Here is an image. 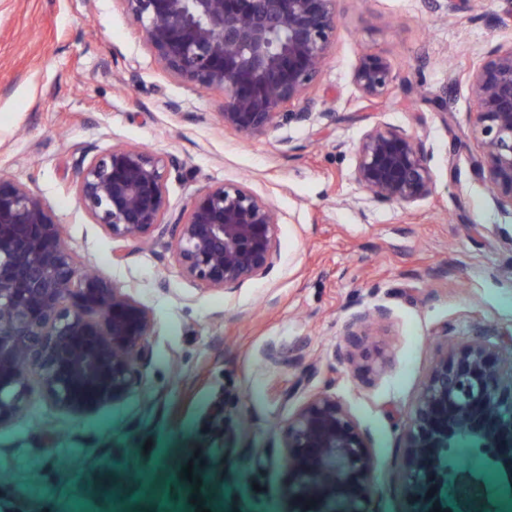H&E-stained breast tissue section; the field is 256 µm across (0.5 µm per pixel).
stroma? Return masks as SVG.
Instances as JSON below:
<instances>
[{"mask_svg": "<svg viewBox=\"0 0 512 512\" xmlns=\"http://www.w3.org/2000/svg\"><path fill=\"white\" fill-rule=\"evenodd\" d=\"M338 27L313 88L332 121L291 124L250 140L222 128L219 92L165 73L119 0H0V176L32 181L78 260L131 288L152 314L143 384L82 414L32 385L26 409L0 426V512H288L276 444L319 390L346 404L372 442L374 512H406L396 461L400 422L425 381L442 331L512 332V211L498 207L472 163L466 72L512 41V0L462 11L424 0H338ZM395 75L369 101L351 83L366 53ZM447 93L450 112L431 102ZM423 137L435 194L411 210L374 201L351 178L371 126ZM127 144L177 158L173 211L210 185L242 182L281 214L278 261L231 293L182 277L169 252L112 241L80 209L74 149ZM126 260L113 264L114 249ZM391 311L372 343L387 372L337 354L348 317ZM298 352L274 367L269 347ZM221 437L203 432L214 401ZM192 466L193 479L182 478ZM490 496L512 506V473L471 456Z\"/></svg>", "mask_w": 512, "mask_h": 512, "instance_id": "obj_1", "label": "stroma"}]
</instances>
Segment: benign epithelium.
I'll use <instances>...</instances> for the list:
<instances>
[{
  "label": "benign epithelium",
  "instance_id": "7a95c632",
  "mask_svg": "<svg viewBox=\"0 0 512 512\" xmlns=\"http://www.w3.org/2000/svg\"><path fill=\"white\" fill-rule=\"evenodd\" d=\"M158 63L198 91L223 94L218 121L246 139L318 114L312 89L333 43L337 0H119ZM351 81L367 100L395 78L382 56L366 54ZM474 110L470 135L481 147L475 175L494 201L512 207V43L493 48L467 74ZM353 181L375 201L411 208L432 196L424 141L374 125L354 150ZM175 161L141 147L85 150L74 185L79 207L113 241L152 242L179 273L209 290L230 291L266 277L277 257L279 215L239 182L196 193L173 214L167 181ZM383 305L344 323L340 356L356 364L372 345ZM150 310L128 288L88 272L63 238V225L32 183L0 176V425L24 409L29 378L74 414L118 401L143 382ZM484 326L469 340L438 346L430 373L401 425L399 462L409 512H505L455 464L468 440L512 471V338ZM76 377L103 382L97 397L71 392ZM288 458V512H372L371 438L326 390L288 418L280 442ZM315 484L311 495L306 486Z\"/></svg>",
  "mask_w": 512,
  "mask_h": 512
}]
</instances>
